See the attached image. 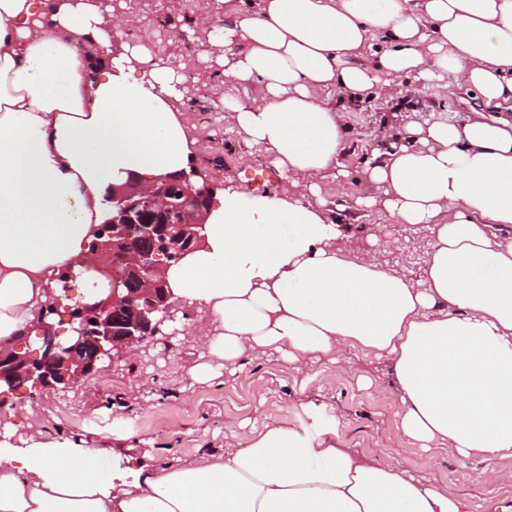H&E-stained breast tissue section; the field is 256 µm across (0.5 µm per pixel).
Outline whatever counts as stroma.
<instances>
[{"label": "stroma", "mask_w": 512, "mask_h": 512, "mask_svg": "<svg viewBox=\"0 0 512 512\" xmlns=\"http://www.w3.org/2000/svg\"><path fill=\"white\" fill-rule=\"evenodd\" d=\"M129 21L127 31L148 54L158 56L178 75L192 74L195 86L186 97H198L192 115L196 140L191 167L205 173L214 196L224 191L243 192L245 203L270 198L287 189L286 180L270 162L260 145L248 143L235 114L225 102L227 95L246 102L262 98L259 85L229 89L224 81L222 51L214 47L208 33L196 30L198 9L187 0H103ZM181 34L180 55L169 53L170 30ZM478 100L457 88L438 95L432 86L421 87L412 100L398 92L371 96L349 113V149L340 157L351 177L342 194L326 198L328 218L346 227L348 245L364 249L377 226H384L382 243L390 263L418 276L425 259L427 227L411 228L383 210L364 207L365 199L380 190L365 170L374 150L397 141L406 126L428 119L465 122ZM180 333H160L135 347L109 367L108 375L93 385L78 384L61 392L28 390L22 400H8L0 409L13 411L24 422L26 405L38 406L40 429L58 439L94 441V432L112 428L106 446L113 456L149 453L161 464L179 457L227 448L228 431L245 441L260 427L265 414L307 410L309 420L334 423L339 444L360 449L369 460L381 456L410 474L448 488L464 501L466 512H501L512 505V492L482 479L485 471L512 469V459L457 460L434 448H422L398 434V395L386 362L358 358L354 351L343 353L342 361L315 366L308 377L297 376L278 356L255 354L241 371H223L207 383H192L191 369L200 362L201 350L193 340L198 314L182 307L177 318ZM153 380L151 390L141 389Z\"/></svg>", "instance_id": "stroma-1"}]
</instances>
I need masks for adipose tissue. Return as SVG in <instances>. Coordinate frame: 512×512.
Listing matches in <instances>:
<instances>
[{"label": "adipose tissue", "mask_w": 512, "mask_h": 512, "mask_svg": "<svg viewBox=\"0 0 512 512\" xmlns=\"http://www.w3.org/2000/svg\"><path fill=\"white\" fill-rule=\"evenodd\" d=\"M227 20L224 78L259 84L232 101L249 141L288 182L243 205L225 192L198 249L167 271L178 304L205 313L207 359L196 382L275 353L304 373L350 347L384 359L399 395L398 429L460 459L512 458V0H215ZM122 15L96 0H0V352L36 332L106 214L104 195L188 170L195 140L180 77L140 69L120 41ZM79 30L80 44L62 40ZM472 92L465 123L435 119L376 151L375 204L427 225L419 278L379 249L346 250L340 224L309 199L346 178L348 102L417 83ZM343 92L329 102L325 89ZM335 178H328V171ZM27 435L0 413V512H465L447 490L338 447L302 414L266 417L243 447L161 465L103 462L86 440Z\"/></svg>", "instance_id": "1"}]
</instances>
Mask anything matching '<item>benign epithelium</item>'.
Here are the masks:
<instances>
[{
  "label": "benign epithelium",
  "instance_id": "1",
  "mask_svg": "<svg viewBox=\"0 0 512 512\" xmlns=\"http://www.w3.org/2000/svg\"><path fill=\"white\" fill-rule=\"evenodd\" d=\"M211 190L190 176H131L105 197L106 219L91 246L88 269L108 280L105 297L73 301V271L42 314L36 336L0 353V384L12 391L66 389L98 375L111 362L175 321L166 270L192 253L204 236Z\"/></svg>",
  "mask_w": 512,
  "mask_h": 512
}]
</instances>
